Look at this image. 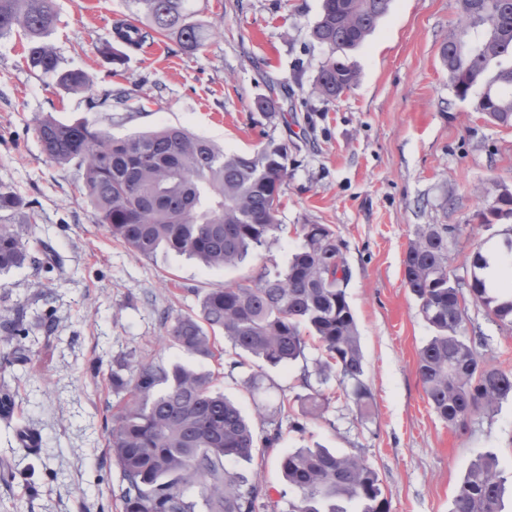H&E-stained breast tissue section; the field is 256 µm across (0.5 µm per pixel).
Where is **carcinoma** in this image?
Here are the masks:
<instances>
[{
  "mask_svg": "<svg viewBox=\"0 0 512 512\" xmlns=\"http://www.w3.org/2000/svg\"><path fill=\"white\" fill-rule=\"evenodd\" d=\"M136 23L114 28L96 52L122 60L118 42L139 49L174 37L190 53L200 50L209 29L195 0H128ZM390 0H323L311 29L313 41L333 51L361 46L387 12ZM459 16L440 46V60L458 96L481 88L477 110L512 125V0H458ZM56 23L53 0H0V37L15 29L27 39L30 68L68 91H85L90 76L61 66L47 37ZM495 72H490L492 64ZM356 73L329 57L311 94L334 100L349 90ZM46 157L82 171L85 198L99 223L133 253L151 258L175 251L206 267L237 265L282 230L277 222L280 188L288 174V146L272 142L253 153L224 150L179 127L115 137L87 121L65 123L50 115L35 120ZM503 192L501 204L482 221L512 217V190L497 179L477 188ZM459 228L418 224L403 258L404 285L420 302L434 334L418 355L428 403L452 429L512 399V371L489 364L478 351L482 336L466 335L464 291L499 326L512 332V281H495L488 253L477 249L465 283L448 271L449 245ZM300 248L284 270L267 267L255 280L206 292L193 315L162 316L164 340L200 361L217 357L219 335L230 344L229 368L253 359L258 371L244 380L256 417L224 395L215 375L179 361H144L130 354L127 378L112 374V390L126 393L113 415L106 447L117 464L122 512H259L265 492L242 467L282 432L284 402L270 408L262 395L261 370L306 359L308 337L318 342L316 380L336 377L358 415L368 417L371 392L365 358L347 300L349 268L341 242L328 224H302ZM29 223L0 218V274L33 265H59L56 257L28 247ZM309 393L296 397L306 420L324 418L328 397L304 376ZM295 494L289 512H389L382 480L364 458L328 448H295L279 460ZM507 479L492 456L474 460L454 496L452 512H501Z\"/></svg>",
  "mask_w": 512,
  "mask_h": 512,
  "instance_id": "cac0c4a2",
  "label": "carcinoma"
}]
</instances>
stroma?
I'll list each match as a JSON object with an SVG mask.
<instances>
[{"mask_svg": "<svg viewBox=\"0 0 512 512\" xmlns=\"http://www.w3.org/2000/svg\"><path fill=\"white\" fill-rule=\"evenodd\" d=\"M48 40L64 67L84 70L87 92H69L32 71L22 32L0 38V189L22 201L15 222H30L32 245L63 260L0 275V322L23 318L25 340L0 330V386L14 412L0 418V512H121L120 471L104 425L120 398L111 374L130 351L149 359L197 360L164 344L160 317L197 310L205 292L256 279L269 263L286 267L302 244V224H327L350 270L347 300L365 355L372 393L359 418L342 386L329 380L324 419L304 433L283 429L250 468L267 495L262 512H288L293 495L278 461L316 444L367 459L378 472L390 512H452L470 463L493 455L512 475V400L448 428L429 406L418 352L432 334L403 282V256L418 224H450L460 234L448 269L465 275L480 243L501 246L512 218L482 223L492 197L476 186L495 178L512 188V126L477 112L478 91L458 97L439 49L458 17V0H391L358 49L345 52L355 85L337 99L310 93L327 48L310 31L322 0H197L213 34L198 52L165 38L110 64L95 52L115 22L131 21L127 0H54ZM285 87L274 115L256 112L268 81ZM110 87L135 89L126 105L95 104ZM85 120L117 136L181 126L225 150L288 147L280 192V232L261 256L235 267L207 268L176 252L151 258L112 238L82 192L75 165L47 159L34 119ZM471 326L487 338L482 354L512 370V335L483 308L469 305ZM30 349L10 362L17 343ZM36 433V451L23 435Z\"/></svg>", "mask_w": 512, "mask_h": 512, "instance_id": "1", "label": "stroma"}]
</instances>
